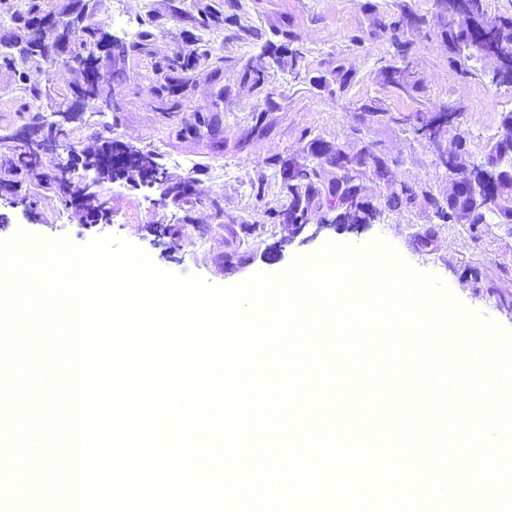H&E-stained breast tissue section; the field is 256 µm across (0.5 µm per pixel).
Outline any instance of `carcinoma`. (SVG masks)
Returning a JSON list of instances; mask_svg holds the SVG:
<instances>
[{
    "mask_svg": "<svg viewBox=\"0 0 512 512\" xmlns=\"http://www.w3.org/2000/svg\"><path fill=\"white\" fill-rule=\"evenodd\" d=\"M24 9L13 17L14 28L17 32L8 35L0 49V69L14 73L18 85L24 87L32 97H38V92L26 87L25 71L18 68V61H34L53 70L59 60L56 50L64 41H69L70 56L64 64L73 63L83 73L82 82L71 86V90L84 88L88 83L93 63L98 61L94 49L107 47L112 49L107 34L100 24L86 23V4L73 5V18L68 22V31L62 32L53 24H36V20L52 14L47 9L48 0H22ZM444 33L448 39V48L454 53L476 42L483 36L489 37L499 49L496 55L489 57L492 69L498 71L506 67L503 53L512 54V14L490 15L485 6V0H474L472 15L464 21L447 19L444 22ZM199 57L188 55L171 59H163L153 63L154 71L164 73L181 69L191 70L198 64ZM504 133L491 143L486 154L487 160L494 159L497 154L507 148L512 149V126L503 123ZM74 164L59 171L48 185L58 189L63 202L79 198L89 218L104 217L108 214L107 201L89 191L86 177L92 176L99 183L112 182L130 178L134 175L145 178L156 175L164 186L167 201L178 204L187 195L185 185L170 183L156 160V154L151 151L106 141L101 148L93 153L73 157ZM353 162L359 166H370L382 177H388V168L384 160L372 152L362 151L353 156ZM288 170L294 175L283 180V189L288 193V209L293 212L294 220L298 223L307 220L309 211L321 200L326 199L336 203L335 221L338 224L353 222L366 224L373 218L364 200L362 184L352 181L351 168L342 164L335 155L326 157L324 163L318 166L288 164ZM464 191L458 190L448 196L449 212H460V218L466 224H479L484 215L471 213L466 210ZM490 212L501 217L504 221L512 220V182H502L490 205Z\"/></svg>",
    "mask_w": 512,
    "mask_h": 512,
    "instance_id": "carcinoma-1",
    "label": "carcinoma"
}]
</instances>
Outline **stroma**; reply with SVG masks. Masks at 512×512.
Listing matches in <instances>:
<instances>
[{"label":"stroma","instance_id":"stroma-1","mask_svg":"<svg viewBox=\"0 0 512 512\" xmlns=\"http://www.w3.org/2000/svg\"><path fill=\"white\" fill-rule=\"evenodd\" d=\"M447 0H89L87 20L104 23L118 49L100 54L99 81L114 92L112 111L70 94L77 74L45 72L29 62L26 89L0 70V183L19 181L27 202L0 203V241L18 231L83 245L116 235L143 250L160 270L196 275L230 287L256 273L275 274L328 242L363 245L381 239L417 271L437 276L468 310L512 331V224H453L434 201L483 161L512 113V84H491L488 60L463 53L449 63L438 17ZM204 11L223 21L195 27ZM400 21L397 33L388 26ZM296 55L295 67L274 64L268 44ZM199 53L186 85L163 91L155 60ZM39 92L38 99L28 89ZM448 107L457 113L438 141L415 135L406 117ZM73 109L69 135L42 153L35 168L15 174V144L7 135L31 120ZM208 121L197 125L198 115ZM112 139L157 154L168 175L193 185L182 206L162 205L155 189L126 180L104 184L109 224L86 228L82 210L65 207L45 180L70 151L96 150ZM349 154L371 148L385 159L388 178L371 167L356 171L374 213L361 226L321 227L327 208L312 210L317 233L295 235L276 210L288 198L274 174L307 164L312 142ZM458 156L448 172L440 155ZM412 188L410 206L393 208V185ZM176 229L174 245L153 228ZM238 263L227 264L228 254Z\"/></svg>","mask_w":512,"mask_h":512}]
</instances>
